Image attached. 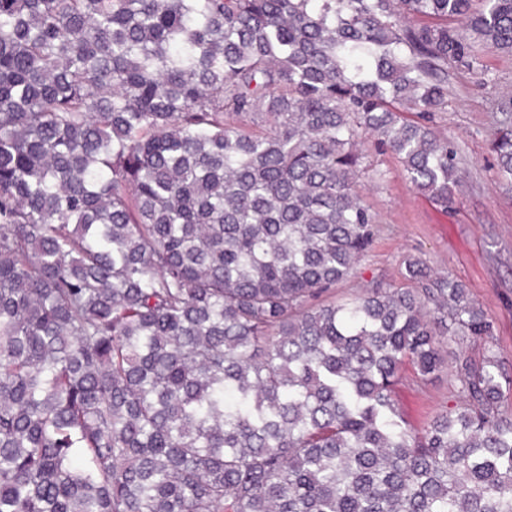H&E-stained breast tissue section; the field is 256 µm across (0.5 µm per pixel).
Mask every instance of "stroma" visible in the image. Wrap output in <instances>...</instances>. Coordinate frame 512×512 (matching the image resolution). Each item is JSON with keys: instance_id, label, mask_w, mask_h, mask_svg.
Masks as SVG:
<instances>
[{"instance_id": "obj_1", "label": "stroma", "mask_w": 512, "mask_h": 512, "mask_svg": "<svg viewBox=\"0 0 512 512\" xmlns=\"http://www.w3.org/2000/svg\"><path fill=\"white\" fill-rule=\"evenodd\" d=\"M512 94V56L485 53L482 68L448 79V107L437 128L461 148L455 204L446 210L403 178L391 154L364 147L367 172L360 179L364 201L376 212L379 234L361 258L357 273L337 288L347 295L379 283L404 284L405 262L421 259L431 275L463 282L495 323L489 343L446 337L447 360L478 356L491 347L512 376V184L499 181L489 141L500 115L496 102ZM394 398L408 424L422 429L463 398L455 372L419 382L404 367Z\"/></svg>"}]
</instances>
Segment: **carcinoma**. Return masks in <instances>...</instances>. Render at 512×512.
<instances>
[{"label": "carcinoma", "mask_w": 512, "mask_h": 512, "mask_svg": "<svg viewBox=\"0 0 512 512\" xmlns=\"http://www.w3.org/2000/svg\"><path fill=\"white\" fill-rule=\"evenodd\" d=\"M473 2L0 0V512H512L495 353L419 432L393 397L493 336L466 286L336 300L367 138L455 202L448 76L512 55Z\"/></svg>", "instance_id": "1"}]
</instances>
